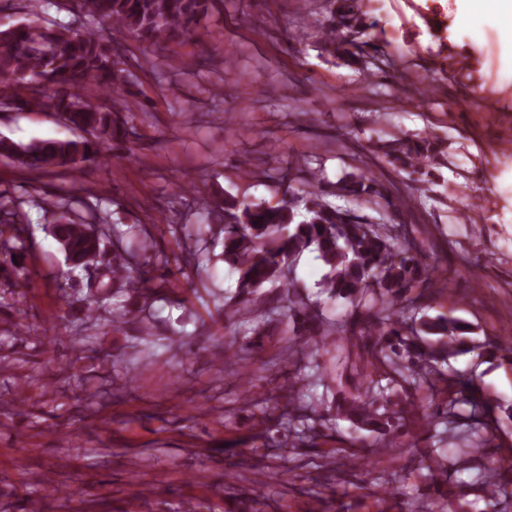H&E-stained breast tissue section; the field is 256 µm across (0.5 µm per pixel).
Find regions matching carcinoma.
I'll list each match as a JSON object with an SVG mask.
<instances>
[{
    "instance_id": "carcinoma-1",
    "label": "carcinoma",
    "mask_w": 512,
    "mask_h": 512,
    "mask_svg": "<svg viewBox=\"0 0 512 512\" xmlns=\"http://www.w3.org/2000/svg\"><path fill=\"white\" fill-rule=\"evenodd\" d=\"M218 0H65L73 20L65 23L39 15L0 28V109L44 111L62 114L65 126L76 132L67 140L37 139L28 143L0 138V156L14 159L31 172L77 169L86 162L109 157L112 149L132 134L126 107L120 100L135 54L130 43L144 49L163 42L189 38L206 26ZM329 24L323 31L322 50L346 57L360 65L364 77L375 74L379 47L370 43L369 22L361 0H329ZM104 20L111 30L94 23ZM435 143L424 138L398 140L387 146L386 155L403 168L433 175ZM288 181V196L273 209L253 208L231 195L224 205L206 206L207 214L222 224L224 263L237 274V289L245 297L265 284L280 289L283 307L297 336H320L323 320L317 305L301 298L295 279L285 270L312 251L328 268L321 292L355 303L359 309L344 322L347 341L358 361L371 368L363 379L364 392L343 397L333 404L336 413L324 414L315 407L288 404L280 417L288 419L286 449L313 440L317 427L329 428L333 416L355 427L374 432L378 447L390 444L388 436L419 412L434 421L454 417L462 403L473 407L468 415L469 435L486 442L483 417L489 403L476 401L473 382H461L465 398L448 391L440 403L418 397L420 389L443 379L442 367L452 356L475 353L479 357L512 348L493 339L474 342L469 326L440 314L428 319L417 315L428 307L433 272L408 239L398 242L403 225L390 234L338 206L328 197H360L370 194L395 218L408 207L391 197L383 185L364 172L350 173L330 185L307 172L296 161L280 169ZM53 236L67 261V274L82 268L84 258L105 251V238L88 234L96 219L76 216L51 203ZM28 223L13 198L0 192V224ZM115 255L96 266V294L157 293L156 279L166 283V272L154 257L156 245L143 230L130 225L118 231ZM436 337L429 342L424 335ZM477 461L482 474L478 485L483 498L496 501L498 492L512 488L500 473L501 465L480 447L464 449L463 462Z\"/></svg>"
}]
</instances>
